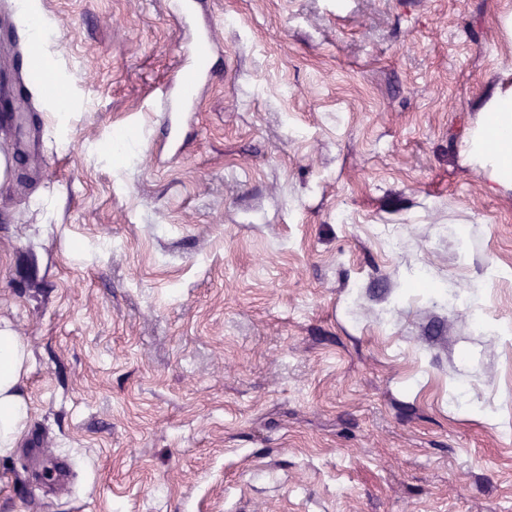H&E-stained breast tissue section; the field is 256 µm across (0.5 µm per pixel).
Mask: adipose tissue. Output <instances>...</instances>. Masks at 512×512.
I'll return each instance as SVG.
<instances>
[{
  "instance_id": "obj_1",
  "label": "adipose tissue",
  "mask_w": 512,
  "mask_h": 512,
  "mask_svg": "<svg viewBox=\"0 0 512 512\" xmlns=\"http://www.w3.org/2000/svg\"><path fill=\"white\" fill-rule=\"evenodd\" d=\"M465 153L491 182L512 191V79L499 81L481 108V118ZM31 354L24 337L0 319V458L12 455L31 418L25 391Z\"/></svg>"
}]
</instances>
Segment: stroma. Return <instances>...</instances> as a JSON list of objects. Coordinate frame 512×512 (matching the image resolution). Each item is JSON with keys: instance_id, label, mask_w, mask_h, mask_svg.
<instances>
[{"instance_id": "35a3bbf8", "label": "stroma", "mask_w": 512, "mask_h": 512, "mask_svg": "<svg viewBox=\"0 0 512 512\" xmlns=\"http://www.w3.org/2000/svg\"><path fill=\"white\" fill-rule=\"evenodd\" d=\"M0 0V512H512V191L465 142L512 0ZM61 78L37 81L34 54ZM212 48L209 27L194 31L181 45L178 65L163 96L165 112H180L194 101L198 88L212 73L208 66ZM31 369V354L23 336L0 319V458L17 448L31 418L32 405L24 384Z\"/></svg>"}]
</instances>
